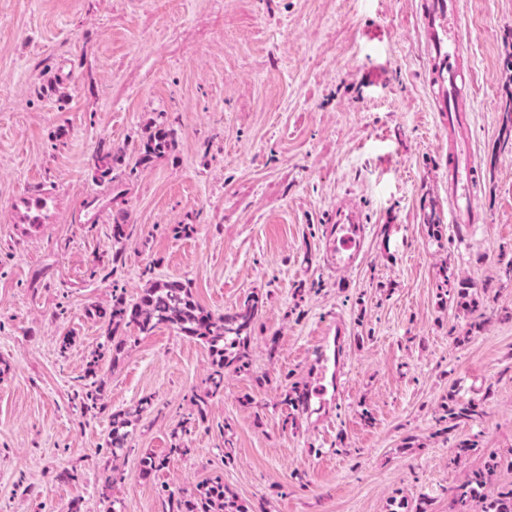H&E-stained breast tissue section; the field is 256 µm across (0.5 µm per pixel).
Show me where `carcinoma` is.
Listing matches in <instances>:
<instances>
[{
    "label": "carcinoma",
    "instance_id": "cac0c4a2",
    "mask_svg": "<svg viewBox=\"0 0 512 512\" xmlns=\"http://www.w3.org/2000/svg\"><path fill=\"white\" fill-rule=\"evenodd\" d=\"M177 130L173 127L158 129L141 143L140 162H149L162 155L172 146ZM123 155L110 148H102L92 156L94 179L110 186L116 180L113 171L122 161ZM438 288L450 301H457L471 316L470 330L478 332L484 327V312L476 298H468L466 287L458 281L448 267L440 268ZM91 313L102 322L106 343L102 347L112 352V361H117L126 345L129 329L141 335H149L161 325L176 328L207 347L211 356V369L205 383L204 395L190 399L192 412L183 418L181 431H191L196 421L204 419L209 400L224 392V377L230 373L246 370L250 360L252 333L259 315V296L246 298L233 312L216 314L195 299L190 288L179 280L151 281L143 290L139 300L129 303L121 295L112 296V305L94 308ZM446 415L456 424H466L484 416L480 403L457 402L446 407ZM130 413L112 415V448H123L129 436ZM503 460L490 453L480 463L470 468L462 482L452 488V499L457 512H512V486L495 487L493 477L502 467ZM123 480L120 473L104 477L99 495L109 504L106 512H112V489ZM163 512H250L249 507L230 497L224 483L209 480L199 484L190 496L169 493L163 501Z\"/></svg>",
    "mask_w": 512,
    "mask_h": 512
}]
</instances>
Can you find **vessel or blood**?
I'll return each instance as SVG.
<instances>
[{
  "mask_svg": "<svg viewBox=\"0 0 512 512\" xmlns=\"http://www.w3.org/2000/svg\"><path fill=\"white\" fill-rule=\"evenodd\" d=\"M423 35L430 57L429 83L448 130V194L454 201L449 212L453 224H476L481 220L476 198L477 167L462 132L470 123L466 106L472 88L464 64L469 31L456 10L454 0H428L423 13ZM53 203L51 195H23L13 204L15 224L35 229L44 224ZM366 228L356 208L338 205L336 220L327 236V249L337 265L352 266L364 244ZM316 362L319 370L302 390L307 413L327 420L341 396V381L347 374V327L336 319L321 338Z\"/></svg>",
  "mask_w": 512,
  "mask_h": 512,
  "instance_id": "b4317fda",
  "label": "vessel or blood"
}]
</instances>
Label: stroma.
<instances>
[{"label":"stroma","mask_w":512,"mask_h":512,"mask_svg":"<svg viewBox=\"0 0 512 512\" xmlns=\"http://www.w3.org/2000/svg\"><path fill=\"white\" fill-rule=\"evenodd\" d=\"M457 2L472 35L482 214L460 229L446 221L437 153L448 131L428 84L425 0H0V512H67L75 498L104 512L114 469L128 512H162L164 492L207 479L265 512H452L444 488L486 453L512 458V143L500 134L512 0ZM164 124L172 147L140 163ZM103 145L124 157L109 188L90 169ZM40 187L58 208L29 233L11 205ZM344 200L367 236L339 270L324 231ZM432 211L445 221L438 242ZM118 222L129 233L119 245ZM442 266L486 286L482 331L444 300ZM151 279L186 283L219 314L261 300L250 365L225 376L184 455L170 454L171 433L211 357L176 329L128 331L93 379L101 407L78 398L104 341L89 306L135 302ZM339 316L344 397L328 425L302 413L285 426V394L309 382L319 333ZM452 398L484 400V419L443 421ZM128 411L129 447L116 453L112 415ZM465 438L476 454L455 456ZM148 453L166 467L143 472Z\"/></svg>","instance_id":"1"}]
</instances>
